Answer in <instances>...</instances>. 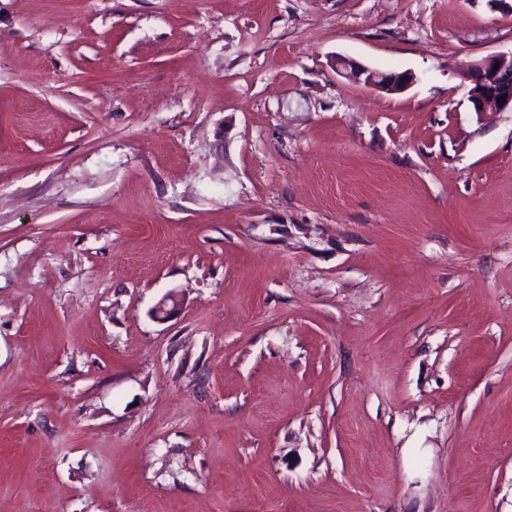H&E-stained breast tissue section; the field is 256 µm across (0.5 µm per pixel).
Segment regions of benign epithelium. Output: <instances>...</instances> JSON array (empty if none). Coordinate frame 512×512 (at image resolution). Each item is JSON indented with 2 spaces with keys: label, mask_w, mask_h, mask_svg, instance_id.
Wrapping results in <instances>:
<instances>
[{
  "label": "benign epithelium",
  "mask_w": 512,
  "mask_h": 512,
  "mask_svg": "<svg viewBox=\"0 0 512 512\" xmlns=\"http://www.w3.org/2000/svg\"><path fill=\"white\" fill-rule=\"evenodd\" d=\"M336 70L364 84L377 89L396 93L406 89L412 76L409 72L383 73L356 62L338 57ZM462 78L471 83L469 101L473 110L484 112L495 109L501 112L512 111V53H497L479 61L467 63L460 71ZM506 97L502 102L499 97ZM181 294L175 290L166 293L153 309L152 316L158 322L172 318L183 307Z\"/></svg>",
  "instance_id": "1"
}]
</instances>
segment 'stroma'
<instances>
[{"mask_svg": "<svg viewBox=\"0 0 512 512\" xmlns=\"http://www.w3.org/2000/svg\"><path fill=\"white\" fill-rule=\"evenodd\" d=\"M510 51L512 0H0V512H512L459 74ZM335 65L336 70L341 74L352 77L356 80H363L364 84L368 86L392 93L403 91L412 81V76L409 72H378L361 66L344 57H336ZM181 294L175 290L166 293L153 309L152 316L158 322H166L183 307Z\"/></svg>", "mask_w": 512, "mask_h": 512, "instance_id": "1", "label": "stroma"}]
</instances>
